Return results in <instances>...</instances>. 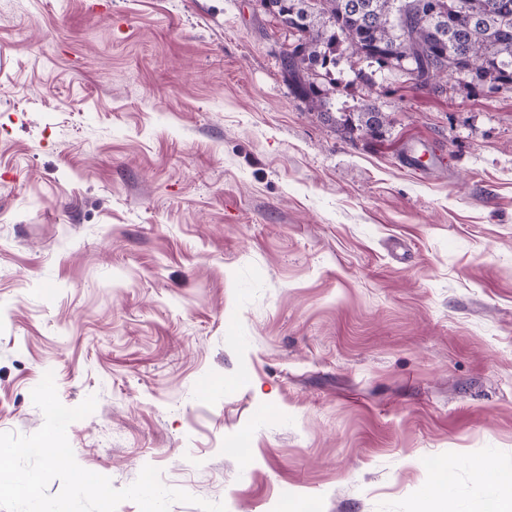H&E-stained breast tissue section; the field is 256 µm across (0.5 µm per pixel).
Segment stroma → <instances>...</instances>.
Wrapping results in <instances>:
<instances>
[{"instance_id": "35a3bbf8", "label": "stroma", "mask_w": 512, "mask_h": 512, "mask_svg": "<svg viewBox=\"0 0 512 512\" xmlns=\"http://www.w3.org/2000/svg\"><path fill=\"white\" fill-rule=\"evenodd\" d=\"M259 0H0V432L226 512H455L511 491L512 93L398 69L347 139ZM425 142L427 167L405 164ZM340 128L347 138H353L355 132L375 137L381 135L387 122V116L380 110L376 99L371 95L363 98L355 112L340 116Z\"/></svg>"}]
</instances>
